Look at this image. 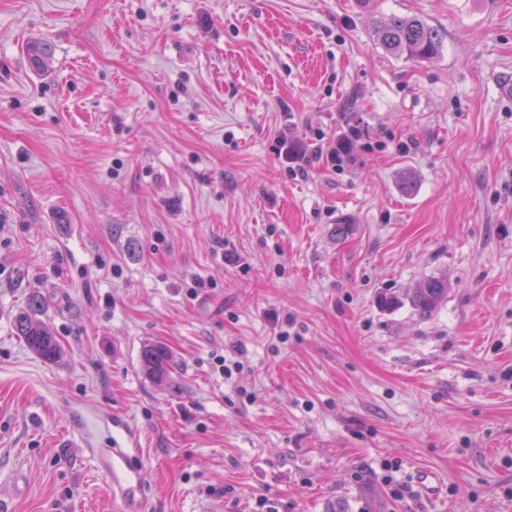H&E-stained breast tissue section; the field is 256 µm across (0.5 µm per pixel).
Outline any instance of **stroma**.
Listing matches in <instances>:
<instances>
[{
  "mask_svg": "<svg viewBox=\"0 0 512 512\" xmlns=\"http://www.w3.org/2000/svg\"><path fill=\"white\" fill-rule=\"evenodd\" d=\"M505 82L512 0H0V512H120L91 451L131 435L151 512H512ZM372 34L387 54L413 60H433L441 53L444 42L442 30L418 17L376 18ZM25 54L30 67L38 72H44L51 67L53 50L51 45L42 40H33L26 45ZM448 297V280L430 277L408 293V300L421 313H431ZM37 302L32 299L28 309L15 317V333L36 355L54 362L62 355V349L50 326L37 317ZM141 360L144 369L158 383L167 381L174 368L168 349L160 345L149 346L144 349Z\"/></svg>",
  "mask_w": 512,
  "mask_h": 512,
  "instance_id": "1",
  "label": "stroma"
}]
</instances>
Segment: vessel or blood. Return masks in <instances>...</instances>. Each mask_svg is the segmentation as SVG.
<instances>
[{
	"label": "vessel or blood",
	"mask_w": 512,
	"mask_h": 512,
	"mask_svg": "<svg viewBox=\"0 0 512 512\" xmlns=\"http://www.w3.org/2000/svg\"><path fill=\"white\" fill-rule=\"evenodd\" d=\"M95 455L98 466L109 479L113 495L119 497L124 512H146L143 470L134 464V449L99 448Z\"/></svg>",
	"instance_id": "b4317fda"
}]
</instances>
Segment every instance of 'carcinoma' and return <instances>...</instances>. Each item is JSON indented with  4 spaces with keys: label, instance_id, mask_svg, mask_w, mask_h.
Segmentation results:
<instances>
[{
    "label": "carcinoma",
    "instance_id": "cac0c4a2",
    "mask_svg": "<svg viewBox=\"0 0 512 512\" xmlns=\"http://www.w3.org/2000/svg\"><path fill=\"white\" fill-rule=\"evenodd\" d=\"M372 34L387 54L413 60L436 58L444 42L442 30L418 17L391 15L376 18L372 22ZM25 54L33 70L44 72L51 67L53 50L48 42H29ZM447 297L448 280L441 277L426 278L408 293V300L423 314L433 312ZM37 309L36 300H31L28 309L15 317V333L36 355L54 362L62 355V349L50 326L37 317ZM141 360L144 369L158 383L167 381L173 370L171 356L164 346L144 349Z\"/></svg>",
    "mask_w": 512,
    "mask_h": 512
}]
</instances>
